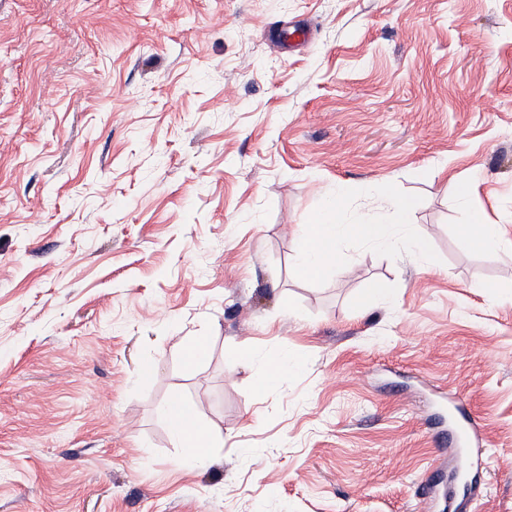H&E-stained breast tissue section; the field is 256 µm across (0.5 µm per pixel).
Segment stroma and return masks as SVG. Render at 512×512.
<instances>
[{
	"label": "stroma",
	"mask_w": 512,
	"mask_h": 512,
	"mask_svg": "<svg viewBox=\"0 0 512 512\" xmlns=\"http://www.w3.org/2000/svg\"><path fill=\"white\" fill-rule=\"evenodd\" d=\"M390 190L424 257L347 241L299 273L303 224L385 221ZM476 210L502 246L471 248ZM455 396L470 472L433 442ZM446 496L512 512V0H0V512ZM172 439L181 447L195 448L204 456L202 448L210 447L209 435L199 426L195 410L185 409L180 402L172 400L164 411Z\"/></svg>",
	"instance_id": "35a3bbf8"
}]
</instances>
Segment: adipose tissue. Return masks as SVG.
<instances>
[{
  "instance_id": "1",
  "label": "adipose tissue",
  "mask_w": 512,
  "mask_h": 512,
  "mask_svg": "<svg viewBox=\"0 0 512 512\" xmlns=\"http://www.w3.org/2000/svg\"><path fill=\"white\" fill-rule=\"evenodd\" d=\"M411 215V203L397 195L389 198L388 221L384 224H338L330 213L319 214L298 248L299 268L308 277H319L329 264L335 262L339 246L345 239L396 249L399 236L412 233ZM164 416L176 444L198 450L209 447V436L200 427L196 411L185 409L173 400L168 403Z\"/></svg>"
}]
</instances>
